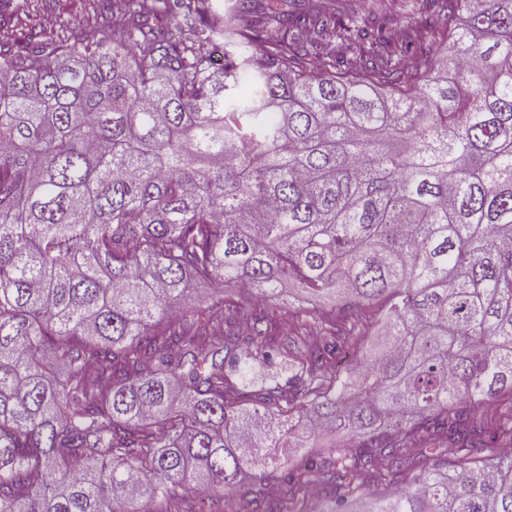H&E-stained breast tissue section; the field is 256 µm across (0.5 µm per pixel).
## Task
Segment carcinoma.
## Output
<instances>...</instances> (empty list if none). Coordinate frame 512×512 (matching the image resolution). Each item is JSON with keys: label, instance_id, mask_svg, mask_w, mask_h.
<instances>
[{"label": "carcinoma", "instance_id": "1", "mask_svg": "<svg viewBox=\"0 0 512 512\" xmlns=\"http://www.w3.org/2000/svg\"><path fill=\"white\" fill-rule=\"evenodd\" d=\"M414 2L0 44V512H512V0ZM338 2L340 3L338 4ZM372 2H375L378 7V20L384 21L387 28L392 30L397 37L405 30L416 29L422 22V18L416 10L411 11L405 7L410 4V1L405 0H287L285 4L296 13H309L324 6L334 7L335 3L337 14L358 13L360 15L367 10Z\"/></svg>", "mask_w": 512, "mask_h": 512}]
</instances>
